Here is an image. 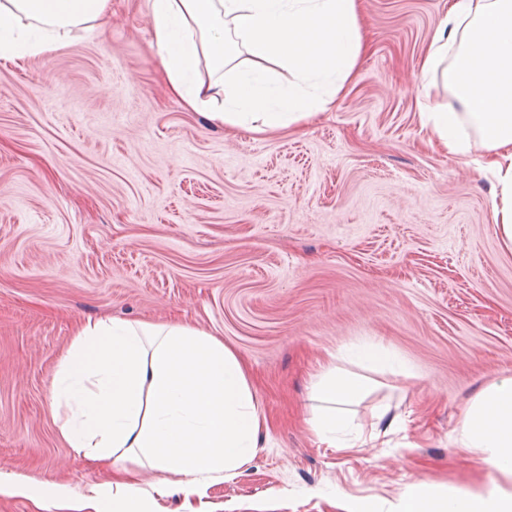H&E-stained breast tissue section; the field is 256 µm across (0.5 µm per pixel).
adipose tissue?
I'll return each instance as SVG.
<instances>
[{
    "instance_id": "ef3b65f1",
    "label": "adipose tissue",
    "mask_w": 512,
    "mask_h": 512,
    "mask_svg": "<svg viewBox=\"0 0 512 512\" xmlns=\"http://www.w3.org/2000/svg\"><path fill=\"white\" fill-rule=\"evenodd\" d=\"M110 0H0V58L37 55L92 28ZM170 95L210 120L252 133L294 130L330 111L364 51L357 0H145ZM211 68L198 79L200 63ZM444 71L453 101L430 105L428 75ZM419 105L449 154L467 157L472 138L495 184V221L512 247V0H451L423 57ZM384 346L330 356L316 375L309 425L331 448L377 440L396 424L389 407L369 430H352L350 405L392 371ZM52 414L68 448L101 463L95 512H125L139 489L128 456L180 475L192 494L200 476L239 474L262 446L246 368L222 338L178 324L87 319L60 362ZM454 442L477 454L494 481L481 489L425 482L388 506L343 501L344 512H512V376L480 391L461 414Z\"/></svg>"
}]
</instances>
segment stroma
I'll return each instance as SVG.
<instances>
[{
    "label": "stroma",
    "instance_id": "stroma-1",
    "mask_svg": "<svg viewBox=\"0 0 512 512\" xmlns=\"http://www.w3.org/2000/svg\"><path fill=\"white\" fill-rule=\"evenodd\" d=\"M366 49L300 132L211 124L170 96L142 0L93 32L0 60V466L65 484L72 506L0 495V512H85L102 467L50 412L78 321H170L244 360L265 446L238 476L139 474L141 512H339L421 481L481 487L453 444L470 398L512 375V248L494 187L418 117V64L448 0H359ZM374 343L397 375L350 408L401 423L382 448L309 430L318 360Z\"/></svg>",
    "mask_w": 512,
    "mask_h": 512
}]
</instances>
